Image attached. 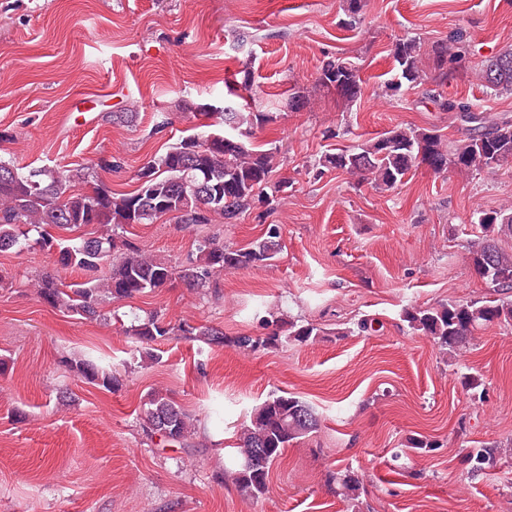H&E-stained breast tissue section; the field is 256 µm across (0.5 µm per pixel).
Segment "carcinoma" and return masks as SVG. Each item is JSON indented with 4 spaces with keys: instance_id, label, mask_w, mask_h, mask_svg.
I'll return each mask as SVG.
<instances>
[{
    "instance_id": "1",
    "label": "carcinoma",
    "mask_w": 512,
    "mask_h": 512,
    "mask_svg": "<svg viewBox=\"0 0 512 512\" xmlns=\"http://www.w3.org/2000/svg\"><path fill=\"white\" fill-rule=\"evenodd\" d=\"M460 39L432 45L434 68L443 71L458 58ZM394 61L387 91L397 93L424 84L420 47L414 39H400L391 49ZM476 79L495 92L512 93V49L481 64ZM318 83L334 89L345 101L360 95L359 67L349 59L323 62ZM444 112L456 113L466 127L467 138L453 144L433 129L395 126L384 133L335 153H324L317 173L336 169L369 183L377 190L397 188L408 173L426 168L435 173L494 175L512 166V113L478 112L472 106L450 100L439 103ZM199 131L182 138L165 152L151 156L136 172V180L148 177L131 193H114L98 182L89 191L77 192L74 184L97 178L94 167L40 168L28 171L0 159V252L22 248L29 233L42 250L57 256L63 269H78L85 278L66 284L51 272L34 279L39 298L49 307L96 320L105 316L104 299H127L147 290L167 287L178 279L190 291H202L226 273L268 265L280 250L282 225L268 224L263 235L246 248H235L214 236L197 240L196 256L185 265L120 239L119 231L130 224H150L170 216L183 224H233L263 202L271 205L266 188L280 166V149H263L251 142L255 129L273 121V113L256 112L237 89L227 86L224 107L204 105ZM481 235L468 247L474 274L495 292L512 290V204L479 211ZM96 225V236L54 235L52 230L76 232ZM403 321L430 340L444 354L458 355L474 339L475 332L490 325L512 328V300L448 302L425 308H407ZM263 336L241 334L227 340L224 332L186 322L172 324L150 312L131 325V335L141 343H155L170 336H192L209 347L232 343L242 352L295 342L307 345L325 335L323 328L273 312L265 319ZM86 381L106 389L117 378L91 359L67 360ZM145 428L150 437L166 443H182L194 434L196 420L160 389L148 394ZM320 418L307 401L288 393H274L251 411L249 420L236 431L237 467L229 472L243 494L259 498L267 491L271 465L285 448L315 432ZM512 456V440L489 441L472 448L464 462L473 474H485L502 458ZM336 489L352 507L359 503L362 479L353 471L330 475Z\"/></svg>"
}]
</instances>
